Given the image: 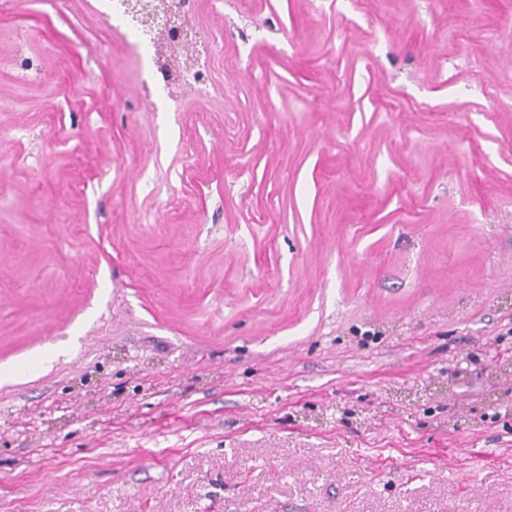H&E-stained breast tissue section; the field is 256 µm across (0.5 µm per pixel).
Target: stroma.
<instances>
[{"mask_svg": "<svg viewBox=\"0 0 512 512\" xmlns=\"http://www.w3.org/2000/svg\"><path fill=\"white\" fill-rule=\"evenodd\" d=\"M95 5L0 0V512H512V0H193L174 100ZM193 55L197 59L193 84L198 90H207L212 85L213 58L207 52L202 41L193 44Z\"/></svg>", "mask_w": 512, "mask_h": 512, "instance_id": "1", "label": "stroma"}]
</instances>
